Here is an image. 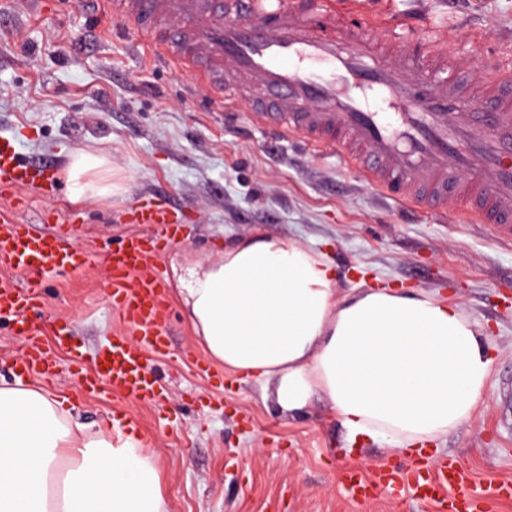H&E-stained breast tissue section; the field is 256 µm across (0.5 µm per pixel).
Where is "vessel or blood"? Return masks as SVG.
I'll list each match as a JSON object with an SVG mask.
<instances>
[{
  "mask_svg": "<svg viewBox=\"0 0 512 512\" xmlns=\"http://www.w3.org/2000/svg\"><path fill=\"white\" fill-rule=\"evenodd\" d=\"M111 8L128 21L125 33L177 68H196L221 102L251 97L250 119L271 137L336 149L386 197L413 212L439 211L454 200L479 223L512 228V76L498 74L478 98L457 85L447 55L421 51L412 39L382 42L359 23L336 27L328 0H76L80 9ZM56 167L23 162L14 140L0 139V194L56 190ZM130 224L155 227L152 237H131L106 257L101 282L131 328L84 370L86 392L108 383L114 392L145 401L161 394L150 356L165 350L167 299L155 257L181 229L163 198L126 211ZM39 222L10 219L0 230V315H8L25 351L14 370L23 378H52L55 355L37 337L41 278L61 268L81 269L86 259L67 238ZM27 282L14 280V272ZM357 499L381 489H409L440 512H486L467 490V472L455 460L431 471L379 468L371 478L343 476Z\"/></svg>",
  "mask_w": 512,
  "mask_h": 512,
  "instance_id": "vessel-or-blood-1",
  "label": "vessel or blood"
}]
</instances>
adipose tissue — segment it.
Returning <instances> with one entry per match:
<instances>
[{"label":"adipose tissue","mask_w":512,"mask_h":512,"mask_svg":"<svg viewBox=\"0 0 512 512\" xmlns=\"http://www.w3.org/2000/svg\"><path fill=\"white\" fill-rule=\"evenodd\" d=\"M109 159L78 152L76 197L112 196ZM198 341L262 383L282 413L325 402L349 444L423 456L467 421L490 345L459 305L405 288L341 293L336 266L295 239L224 245L182 290ZM0 512H168L158 466L133 433L76 418L65 397L0 385Z\"/></svg>","instance_id":"ef3b65f1"}]
</instances>
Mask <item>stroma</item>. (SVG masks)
Listing matches in <instances>:
<instances>
[{
	"label": "stroma",
	"mask_w": 512,
	"mask_h": 512,
	"mask_svg": "<svg viewBox=\"0 0 512 512\" xmlns=\"http://www.w3.org/2000/svg\"><path fill=\"white\" fill-rule=\"evenodd\" d=\"M334 2L346 22L372 23L381 41L399 38L404 13L420 12L426 24L414 37L447 50L461 85L485 83L491 57L512 72V0ZM4 14L0 137L14 139L26 162L64 166L76 152H105L121 185L111 197L78 203L65 181L51 196L21 191L17 209L0 200L7 218L78 214L71 242L90 257L80 271L45 279L36 321L57 361L45 388L67 397L83 423L130 422L157 462L169 512H435L409 496L358 501L340 477L347 470L368 477L382 466L432 469L449 458L464 464L473 491L489 495L488 512H512V498L494 494L512 482L511 240L471 223L453 201L443 211L402 215L340 153L269 141L250 122L249 102H237L238 119L227 123L193 72L129 41L111 13L84 14L72 0H7ZM151 194L188 217L155 260L170 302L169 346L153 358L162 396L140 403L106 386L81 395L71 350L89 359L129 333L98 284L112 245L153 235V227L124 218ZM256 234L295 238L327 256L341 293L391 285L457 302L492 347V373L471 418L414 461L375 444L348 449L325 404L288 416L253 380L200 376L194 362L205 353L179 298L182 282L219 242Z\"/></svg>",
	"instance_id": "1"
}]
</instances>
